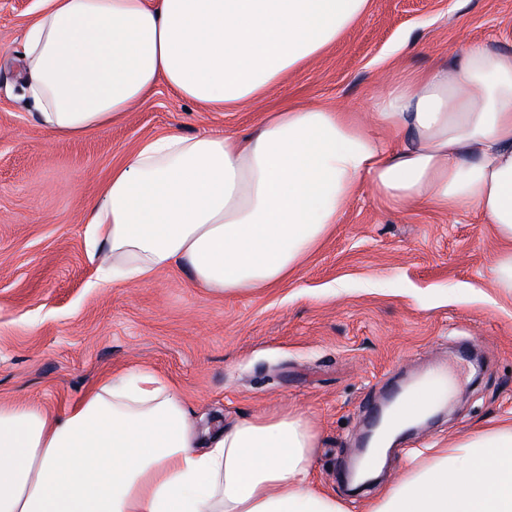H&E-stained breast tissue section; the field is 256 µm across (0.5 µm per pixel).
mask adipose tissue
Wrapping results in <instances>:
<instances>
[{"mask_svg":"<svg viewBox=\"0 0 512 512\" xmlns=\"http://www.w3.org/2000/svg\"><path fill=\"white\" fill-rule=\"evenodd\" d=\"M369 0H44L24 33L40 123L80 136L164 83L208 112L264 98L318 60ZM400 208L478 211L512 288V51L475 44L452 66L397 70L370 119L318 104L264 114L245 135L170 133L116 167L84 215L101 281L173 265L216 296L285 282L363 192ZM420 387L368 459L430 409ZM299 414L199 428L155 373L108 374L50 411L0 400V512H345L312 475ZM366 512H512V418L472 431L368 501Z\"/></svg>","mask_w":512,"mask_h":512,"instance_id":"obj_1","label":"adipose tissue"}]
</instances>
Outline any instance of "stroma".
<instances>
[{
	"label": "stroma",
	"mask_w": 512,
	"mask_h": 512,
	"mask_svg": "<svg viewBox=\"0 0 512 512\" xmlns=\"http://www.w3.org/2000/svg\"><path fill=\"white\" fill-rule=\"evenodd\" d=\"M43 0H0V399L57 408L106 372L176 382L201 426L260 411L306 415L317 479L347 512L405 473L410 457L512 416V291L494 287L492 227L475 211H401L354 199L288 281L213 296L174 267L130 284L96 281L82 217L114 167L147 138L242 135L298 101L362 112L398 66L455 64L469 44L512 50V0H369L322 58L265 99L204 112L167 85L83 136L44 128L24 96L23 35ZM446 370L442 416L402 436L378 483L340 477L410 378Z\"/></svg>",
	"instance_id": "obj_1"
}]
</instances>
